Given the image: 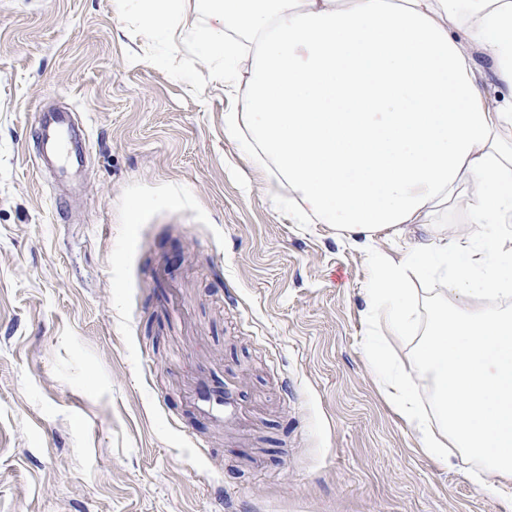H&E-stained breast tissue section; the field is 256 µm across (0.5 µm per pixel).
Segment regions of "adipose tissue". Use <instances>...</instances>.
<instances>
[{
	"label": "adipose tissue",
	"instance_id": "adipose-tissue-1",
	"mask_svg": "<svg viewBox=\"0 0 512 512\" xmlns=\"http://www.w3.org/2000/svg\"><path fill=\"white\" fill-rule=\"evenodd\" d=\"M195 36L212 79L242 104L224 134L277 182L297 223L325 224L368 250L378 339L415 330L411 279L438 285L415 371L379 363V384L438 460L479 461L512 496V0H198ZM143 40L175 41L185 0H113ZM254 57L249 76L235 60ZM506 94L489 95L488 83ZM465 212L460 234L437 217ZM425 228L396 258L381 238ZM427 389L442 428L423 415Z\"/></svg>",
	"mask_w": 512,
	"mask_h": 512
}]
</instances>
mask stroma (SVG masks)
I'll return each instance as SVG.
<instances>
[{
	"mask_svg": "<svg viewBox=\"0 0 512 512\" xmlns=\"http://www.w3.org/2000/svg\"><path fill=\"white\" fill-rule=\"evenodd\" d=\"M210 71L154 67L112 0H0V512H512L380 391L367 252L271 202ZM198 361L240 427L190 406ZM70 121V115L62 112L57 113L49 120L45 118L42 121L43 139L53 150L61 172L67 170L71 159L70 141L66 132V129L70 126Z\"/></svg>",
	"mask_w": 512,
	"mask_h": 512,
	"instance_id": "1",
	"label": "stroma"
}]
</instances>
